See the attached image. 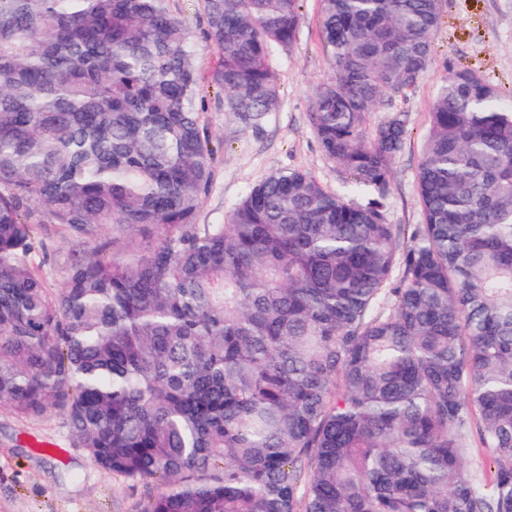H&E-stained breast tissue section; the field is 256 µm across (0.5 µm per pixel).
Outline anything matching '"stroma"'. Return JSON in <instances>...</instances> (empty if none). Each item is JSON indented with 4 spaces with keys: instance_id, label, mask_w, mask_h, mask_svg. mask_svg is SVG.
I'll list each match as a JSON object with an SVG mask.
<instances>
[{
    "instance_id": "obj_1",
    "label": "stroma",
    "mask_w": 512,
    "mask_h": 512,
    "mask_svg": "<svg viewBox=\"0 0 512 512\" xmlns=\"http://www.w3.org/2000/svg\"><path fill=\"white\" fill-rule=\"evenodd\" d=\"M170 5L192 31L207 129L217 146L215 177L198 223H224L255 183L284 169L312 172L329 189L343 191V175L323 153L308 118L316 87L332 73L320 35L321 0H302L303 20L294 43L274 49L269 58L281 105L256 131L238 130L224 111V94L212 81L219 56L207 36L200 0H170ZM430 43L432 62L416 89L384 96L366 124L372 130L393 113L406 115L407 146L394 161L387 199L392 224L422 220L417 172L444 63L476 68L493 83L512 87V0H441V20ZM75 248L59 230L48 239L46 252L33 256L50 287L60 288L61 270ZM156 491L153 485H129L72 447L61 412L25 417L0 407V512H136L139 502Z\"/></svg>"
}]
</instances>
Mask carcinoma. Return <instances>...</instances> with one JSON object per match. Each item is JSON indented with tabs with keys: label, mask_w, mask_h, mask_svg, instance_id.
Wrapping results in <instances>:
<instances>
[{
	"label": "carcinoma",
	"mask_w": 512,
	"mask_h": 512,
	"mask_svg": "<svg viewBox=\"0 0 512 512\" xmlns=\"http://www.w3.org/2000/svg\"><path fill=\"white\" fill-rule=\"evenodd\" d=\"M201 2L257 130L301 0ZM322 3L310 121L354 198L281 170L199 224L216 146L169 0H0V406L159 486L138 512H512V103L444 68L423 222L388 223L405 114L366 116L429 68L440 0ZM48 224L84 245L57 290Z\"/></svg>",
	"instance_id": "carcinoma-1"
}]
</instances>
